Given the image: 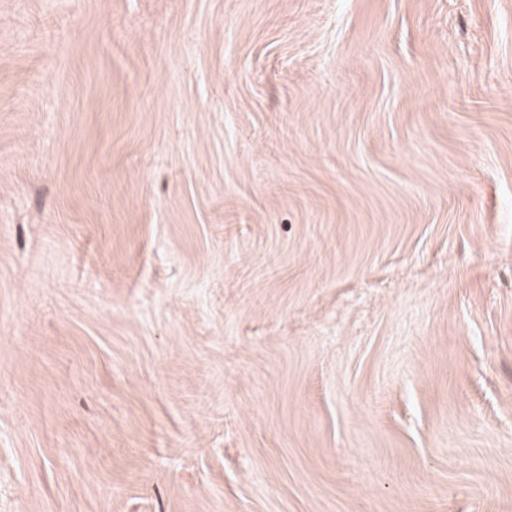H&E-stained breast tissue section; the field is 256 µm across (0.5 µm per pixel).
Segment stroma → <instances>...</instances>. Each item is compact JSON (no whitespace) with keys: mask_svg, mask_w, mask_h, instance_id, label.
<instances>
[{"mask_svg":"<svg viewBox=\"0 0 512 512\" xmlns=\"http://www.w3.org/2000/svg\"><path fill=\"white\" fill-rule=\"evenodd\" d=\"M0 512H512V0H0Z\"/></svg>","mask_w":512,"mask_h":512,"instance_id":"35a3bbf8","label":"stroma"}]
</instances>
